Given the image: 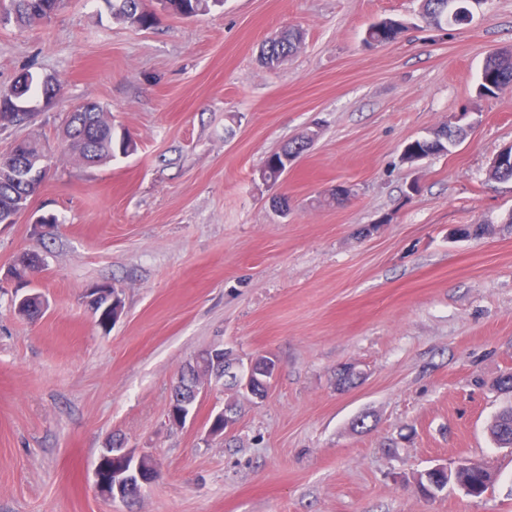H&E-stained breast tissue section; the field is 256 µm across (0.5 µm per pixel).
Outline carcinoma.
Wrapping results in <instances>:
<instances>
[{"mask_svg": "<svg viewBox=\"0 0 512 512\" xmlns=\"http://www.w3.org/2000/svg\"><path fill=\"white\" fill-rule=\"evenodd\" d=\"M112 8L114 19L135 24L142 29H150L158 23L156 12L144 5V0H107ZM163 10L185 18L202 15L213 7L221 6L224 0H159ZM468 0H423L422 19L429 25L441 27L442 23L463 24L470 17V10L465 3ZM63 5V0H11V10L5 19H13L20 25H31L46 21ZM405 25L391 18H384L371 24L365 32L363 43L378 46L397 41ZM302 43L301 33L296 29H285L275 35L269 47L263 49L261 63L268 68L279 66L287 57L293 55ZM29 73H22L15 83L0 90V113L13 110L12 94L29 96L32 93H46V88L27 80ZM480 77L488 79L495 85L512 86V49L498 50L485 58ZM66 130L69 133V147L81 161L94 165L110 160L118 155H127L135 151V143L130 135L114 131L112 121L105 117V112L95 104H82L70 113ZM462 141V136L448 137L445 129H436L428 137L416 138L405 145L403 160L414 163L416 159L432 154H447ZM308 147V143L294 139L278 152L266 159L262 169V178L266 181H278L284 166L282 155L296 158ZM17 151L27 162L28 169L23 171L11 166L10 158L0 156V219L17 217L26 205L22 186L24 179L31 175L35 164L46 158L40 144L35 140H24L16 145ZM462 238L490 235L495 232L492 224H469L455 229ZM39 264L36 256H22L11 268L12 274L25 282ZM492 441L499 448H512V403L503 407L493 417L489 425ZM459 482L467 484L471 497L478 498L489 490L494 482L484 479L480 468L472 466L463 469ZM448 486V477L432 475L417 481V490L425 498L433 499L439 494L436 485Z\"/></svg>", "mask_w": 512, "mask_h": 512, "instance_id": "obj_1", "label": "carcinoma"}]
</instances>
